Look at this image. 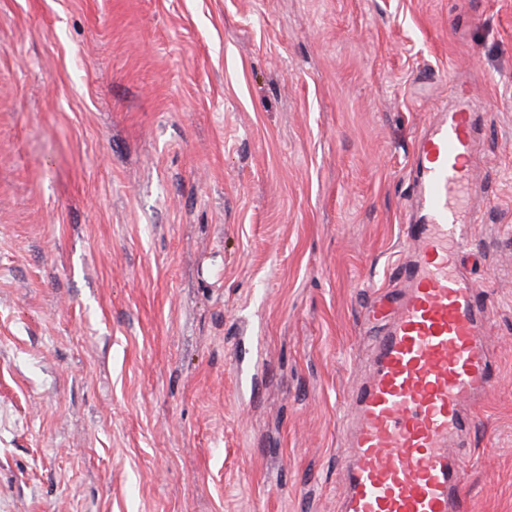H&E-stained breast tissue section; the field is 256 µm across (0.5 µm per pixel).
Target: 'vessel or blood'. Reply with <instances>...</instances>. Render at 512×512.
I'll return each mask as SVG.
<instances>
[{
	"label": "vessel or blood",
	"instance_id": "vessel-or-blood-1",
	"mask_svg": "<svg viewBox=\"0 0 512 512\" xmlns=\"http://www.w3.org/2000/svg\"><path fill=\"white\" fill-rule=\"evenodd\" d=\"M476 143L473 115L457 104L418 141L416 245L406 285L373 309L384 321L368 381L347 417L342 512H469L464 465L450 450L469 430L494 379L485 343L486 309L454 269L449 240L465 243Z\"/></svg>",
	"mask_w": 512,
	"mask_h": 512
}]
</instances>
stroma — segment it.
<instances>
[{"instance_id":"1","label":"stroma","mask_w":512,"mask_h":512,"mask_svg":"<svg viewBox=\"0 0 512 512\" xmlns=\"http://www.w3.org/2000/svg\"><path fill=\"white\" fill-rule=\"evenodd\" d=\"M476 112L512 512V0H0V512H341L416 145Z\"/></svg>"}]
</instances>
